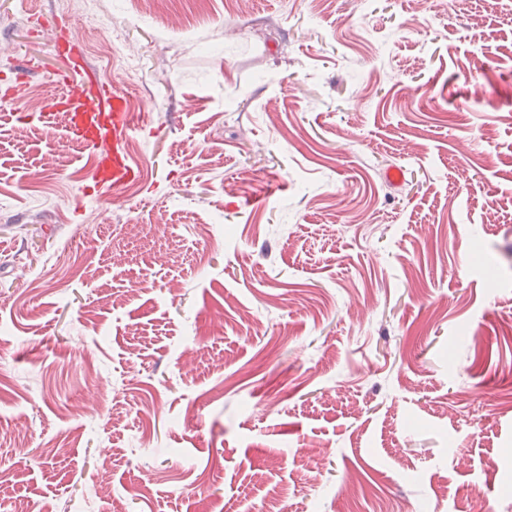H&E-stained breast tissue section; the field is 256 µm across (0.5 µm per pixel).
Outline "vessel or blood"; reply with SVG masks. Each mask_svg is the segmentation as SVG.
<instances>
[{
  "instance_id": "b4317fda",
  "label": "vessel or blood",
  "mask_w": 512,
  "mask_h": 512,
  "mask_svg": "<svg viewBox=\"0 0 512 512\" xmlns=\"http://www.w3.org/2000/svg\"><path fill=\"white\" fill-rule=\"evenodd\" d=\"M61 51L73 60L72 66L58 74V95L71 113L70 135L96 159L90 175L94 187L110 195L117 193L134 176L122 155L130 129L126 97L114 86L91 83L77 34H70Z\"/></svg>"
}]
</instances>
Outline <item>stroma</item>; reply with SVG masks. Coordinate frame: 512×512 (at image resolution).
Instances as JSON below:
<instances>
[{"mask_svg":"<svg viewBox=\"0 0 512 512\" xmlns=\"http://www.w3.org/2000/svg\"><path fill=\"white\" fill-rule=\"evenodd\" d=\"M73 31L136 179L0 108L11 504L512 512V0H0V93Z\"/></svg>","mask_w":512,"mask_h":512,"instance_id":"obj_1","label":"stroma"}]
</instances>
